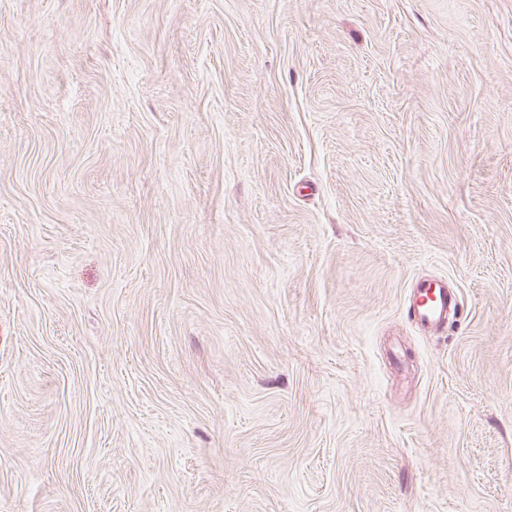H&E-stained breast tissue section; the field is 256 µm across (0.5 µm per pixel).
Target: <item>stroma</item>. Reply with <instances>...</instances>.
I'll return each instance as SVG.
<instances>
[{
    "label": "stroma",
    "mask_w": 512,
    "mask_h": 512,
    "mask_svg": "<svg viewBox=\"0 0 512 512\" xmlns=\"http://www.w3.org/2000/svg\"><path fill=\"white\" fill-rule=\"evenodd\" d=\"M0 512H512V0H0ZM409 296L414 320L425 330L441 332L459 310L458 292L449 289L448 283L441 279L418 281Z\"/></svg>",
    "instance_id": "35a3bbf8"
}]
</instances>
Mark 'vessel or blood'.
<instances>
[{"instance_id":"1","label":"vessel or blood","mask_w":512,"mask_h":512,"mask_svg":"<svg viewBox=\"0 0 512 512\" xmlns=\"http://www.w3.org/2000/svg\"><path fill=\"white\" fill-rule=\"evenodd\" d=\"M459 305L458 293L440 279L418 281L410 290L414 320L418 326L429 331L444 330L449 318L457 314Z\"/></svg>"}]
</instances>
